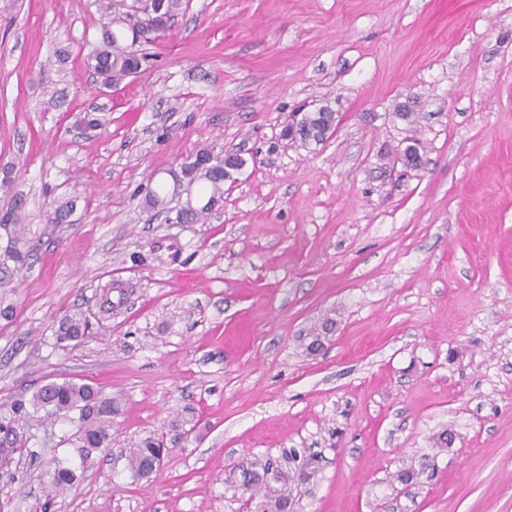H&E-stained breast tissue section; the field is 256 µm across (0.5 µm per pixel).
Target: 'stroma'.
<instances>
[{
    "mask_svg": "<svg viewBox=\"0 0 512 512\" xmlns=\"http://www.w3.org/2000/svg\"><path fill=\"white\" fill-rule=\"evenodd\" d=\"M96 18L0 0V214L32 250L0 288V397L72 379L122 411L85 463L74 423L33 419L0 512H246L242 468L291 448L316 458L291 512H512V0H189L104 93ZM324 106L326 143L282 139ZM203 147L247 164L206 223H167L142 188ZM73 312L90 335L57 343ZM57 457L84 470L51 499ZM161 445V457L163 458L165 447L164 443L158 439L147 437L143 439L137 446L127 448L124 453L126 469L132 477H140L144 475L152 463L155 461L157 449Z\"/></svg>",
    "mask_w": 512,
    "mask_h": 512,
    "instance_id": "35a3bbf8",
    "label": "stroma"
}]
</instances>
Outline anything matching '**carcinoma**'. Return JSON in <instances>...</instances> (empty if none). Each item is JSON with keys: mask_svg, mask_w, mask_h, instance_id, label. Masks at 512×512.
<instances>
[{"mask_svg": "<svg viewBox=\"0 0 512 512\" xmlns=\"http://www.w3.org/2000/svg\"><path fill=\"white\" fill-rule=\"evenodd\" d=\"M99 15L98 25L100 39L89 56L91 67L101 78L104 85L112 87L123 80L142 72L148 61L144 49H132L130 30L136 19L145 18L151 22L170 21L184 10V0H95ZM336 126V113L324 106L315 112H305L298 120V130L292 134L283 129L282 136L303 144H320L326 140V133ZM247 160L240 158L236 169H224V158L213 150L203 148L188 157L183 163L187 181L193 184L192 199L179 203L181 210L193 224L208 220L214 207L224 199V181L234 178L241 171ZM181 197L177 190L168 193L159 185L148 189L145 203L150 208L163 205L166 195ZM0 229L7 236L5 252L8 259L0 260V288L8 284L5 274L12 269L27 265L30 250L27 248L28 227L20 223V215L15 211L0 216ZM57 335L62 340L84 338L89 335V323L82 315L67 314L60 320ZM47 416H68L77 413L76 441L79 445L81 462H86L90 453L112 444V423L121 414V402L106 393L102 388L89 383L64 382L46 383L34 392L28 401L4 397L0 399V472L12 475L11 454L18 448H24L27 439L20 432L22 426L38 413ZM160 442L147 437L137 446L124 453L126 469L132 477L144 475L155 461ZM292 467L288 469H270L264 465L261 469L242 471L241 488L249 494L248 500L263 498L262 512H288L292 502L285 490H275L271 482L288 484L303 481L308 477L310 460L292 448L286 455ZM78 481L76 469L62 460H54L50 474L49 496L56 497Z\"/></svg>", "mask_w": 512, "mask_h": 512, "instance_id": "1", "label": "carcinoma"}]
</instances>
